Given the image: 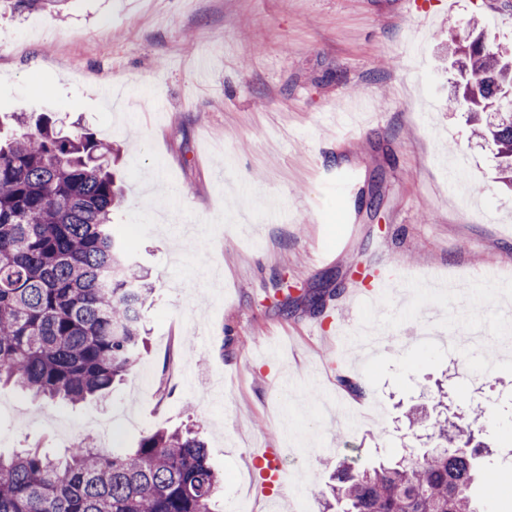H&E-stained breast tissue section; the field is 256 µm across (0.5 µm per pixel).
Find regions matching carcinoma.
<instances>
[{"label":"carcinoma","instance_id":"1","mask_svg":"<svg viewBox=\"0 0 512 512\" xmlns=\"http://www.w3.org/2000/svg\"><path fill=\"white\" fill-rule=\"evenodd\" d=\"M66 0H0L14 13ZM462 94L449 106L494 111L478 132L512 185V55L459 35ZM112 143L82 127L64 134L43 115L0 120V383L36 400L98 399L124 380L140 355L141 311L153 293L136 269L114 213L122 192L109 170ZM440 447L412 462L339 465L315 498L322 512H478L479 423L436 421ZM221 478L192 431L157 429L131 452L78 443L60 459L37 448L0 456V512H212Z\"/></svg>","mask_w":512,"mask_h":512}]
</instances>
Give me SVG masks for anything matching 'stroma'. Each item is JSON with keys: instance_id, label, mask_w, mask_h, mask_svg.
<instances>
[{"instance_id": "35a3bbf8", "label": "stroma", "mask_w": 512, "mask_h": 512, "mask_svg": "<svg viewBox=\"0 0 512 512\" xmlns=\"http://www.w3.org/2000/svg\"><path fill=\"white\" fill-rule=\"evenodd\" d=\"M512 45V0H71L0 13V106L81 121L120 153L119 223L154 300L147 346L104 402L35 403L0 384V454L79 442L120 452L158 428L199 431L224 483L216 512H317L309 489L430 448L415 408L469 415L490 447L474 497L512 512V194L452 111L450 33ZM110 85L124 105L97 95ZM396 287L349 297L355 269ZM460 282L403 302L399 282ZM287 277L291 293L278 288ZM332 293L323 313L304 296ZM293 300L283 315L284 296ZM380 328L371 360L336 345ZM163 396H156L159 378ZM362 383L363 393L346 381ZM287 449L262 494L250 450Z\"/></svg>"}]
</instances>
